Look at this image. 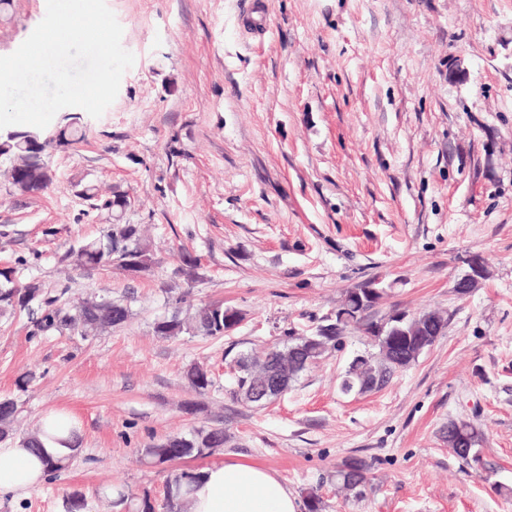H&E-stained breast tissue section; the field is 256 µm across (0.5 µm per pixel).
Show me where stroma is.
Returning <instances> with one entry per match:
<instances>
[{
  "label": "stroma",
  "mask_w": 512,
  "mask_h": 512,
  "mask_svg": "<svg viewBox=\"0 0 512 512\" xmlns=\"http://www.w3.org/2000/svg\"><path fill=\"white\" fill-rule=\"evenodd\" d=\"M269 30L248 34L252 0H106L135 61L114 102L53 154L40 196L0 175V267L47 298L123 301L126 324L95 336L37 332L42 309L0 316V397L16 436L68 414L80 446L68 468L0 512H166L169 474L227 460L276 471L322 512H512V0H263ZM46 0H12L0 56L15 52ZM98 188L97 201L80 186ZM128 192L157 260L138 276L82 270L68 257L108 223L100 203ZM197 257L195 280L181 254ZM480 256L488 275L456 290ZM387 285L377 317L438 309L448 328L382 389L343 393L349 362L371 352L348 334L265 405L234 397L226 365L314 332L346 289ZM187 297L240 310L224 335H155ZM210 369L191 390L185 368ZM35 378L27 391L17 379ZM484 434L479 463L442 438L449 420ZM224 430L211 454L146 464L150 443ZM369 467L362 496L336 487L346 461Z\"/></svg>",
  "instance_id": "stroma-1"
}]
</instances>
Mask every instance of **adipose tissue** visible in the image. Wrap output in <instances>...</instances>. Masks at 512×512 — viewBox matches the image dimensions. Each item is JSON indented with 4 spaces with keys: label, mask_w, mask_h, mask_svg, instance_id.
I'll return each mask as SVG.
<instances>
[{
    "label": "adipose tissue",
    "mask_w": 512,
    "mask_h": 512,
    "mask_svg": "<svg viewBox=\"0 0 512 512\" xmlns=\"http://www.w3.org/2000/svg\"><path fill=\"white\" fill-rule=\"evenodd\" d=\"M41 428L49 433L43 455L69 454L75 438L67 415L50 413ZM43 455H36L19 438L0 441V496L40 485L46 476ZM190 499V512H299L300 508L296 496L275 471L239 461L202 470Z\"/></svg>",
    "instance_id": "1"
}]
</instances>
